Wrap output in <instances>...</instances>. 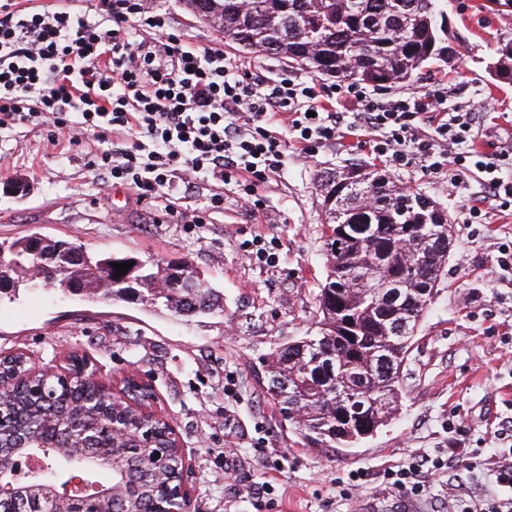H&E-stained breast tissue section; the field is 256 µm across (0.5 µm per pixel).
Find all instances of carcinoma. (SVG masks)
Listing matches in <instances>:
<instances>
[{"mask_svg":"<svg viewBox=\"0 0 512 512\" xmlns=\"http://www.w3.org/2000/svg\"><path fill=\"white\" fill-rule=\"evenodd\" d=\"M193 11L206 9L210 22L224 39L254 53L274 52L291 62L328 77L376 87H392L415 81L422 68L443 47L442 0H251L241 10L240 0H186ZM494 63L504 80L512 83V52L496 50ZM440 204L417 190L402 191L381 167H367L359 180L346 188L339 201L324 207L326 218V276L317 295V333L278 347L267 360L266 393L281 416L292 425L302 444L314 448H351L373 436L397 407L403 366L418 326L430 306L431 295L419 288L427 283L432 295L445 276L448 255L436 248L442 238L452 237L453 225L441 213V222L427 219ZM418 226L420 242L413 255L416 271L406 278L388 280L391 250ZM31 234L17 240L0 261V281L12 283L11 292L27 284L20 275L25 268L35 276L41 262L32 252ZM67 242L47 243L57 253L49 286L73 295H94L102 267L121 257L85 253L78 263L70 260ZM169 266L150 262L140 272V282L115 285L105 292L111 300H138L154 310L178 316L211 314L223 310L217 290L205 284L194 267H181L187 278L199 282L190 292L177 288H154L166 281ZM80 289L73 288L74 281ZM398 292L394 301L396 320L406 322L403 335H386L375 325V292ZM55 402L46 404L26 385L15 394L17 427L27 443L36 446L51 436V417L76 409L71 392L59 382ZM349 390L371 399L377 407L359 417H348L351 405L336 400L333 389ZM90 408L78 416L81 425L92 429L93 444L124 462L121 469L97 470L99 481L112 488V499L100 512H155L161 504L157 487L179 484L177 452L163 448L162 430L139 412L127 407L112 408L106 395L88 392ZM131 428L134 437L124 448L107 447L113 423ZM166 452L169 463L152 473H143L144 457ZM51 483L46 480L24 488L19 500L27 501L30 512L47 504Z\"/></svg>","mask_w":512,"mask_h":512,"instance_id":"1","label":"carcinoma"}]
</instances>
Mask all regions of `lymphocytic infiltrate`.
Returning <instances> with one entry per match:
<instances>
[{
  "mask_svg": "<svg viewBox=\"0 0 512 512\" xmlns=\"http://www.w3.org/2000/svg\"><path fill=\"white\" fill-rule=\"evenodd\" d=\"M340 112L315 84L288 73L272 79L243 70L222 49L196 47L172 32L150 0H94L92 13L24 11L0 0V129L35 123L66 137L103 143L102 167L141 198L175 215L164 190L178 171L213 181L196 224L224 208L259 213L258 184L278 174L288 150L311 158L347 136L366 138L395 172L418 165L466 188L481 186L483 207L512 211V144L479 151L480 115L451 108L443 89L378 99L359 90ZM452 460L418 456L389 469L397 490L422 497ZM498 493L480 503L455 497L448 512H512V450L496 469Z\"/></svg>",
  "mask_w": 512,
  "mask_h": 512,
  "instance_id": "obj_1",
  "label": "lymphocytic infiltrate"
}]
</instances>
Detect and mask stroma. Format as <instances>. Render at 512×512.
Segmentation results:
<instances>
[{"instance_id": "obj_1", "label": "stroma", "mask_w": 512, "mask_h": 512, "mask_svg": "<svg viewBox=\"0 0 512 512\" xmlns=\"http://www.w3.org/2000/svg\"><path fill=\"white\" fill-rule=\"evenodd\" d=\"M154 5L191 45L223 48L248 70H285L345 98L344 81L226 43L184 0ZM442 8L456 54L425 66L414 89L447 82L451 102L486 104L491 142H512V83L488 70L499 40L512 38V12L488 11L485 0H444ZM48 135L47 127L23 125L0 139V245L37 233L101 253L188 262L223 293L224 311L188 320L134 303L23 289L0 301V353L24 351L42 368L77 353L108 385L131 374L150 383L154 411L173 421L181 440L191 512H446L447 477L418 500L384 477L425 454L453 458L472 499L494 492L489 474L505 447L499 434L512 427V268L496 263L500 246L512 242L511 214L491 210L464 223L466 192L418 167L396 175L398 185L427 192L447 210L454 227L447 273L413 339L397 417L344 451L311 448L267 396L265 360L315 328L325 270L317 180L374 163L368 144L352 136L306 162L289 154L279 175L257 190L262 214L242 213L229 200L197 225L165 217L130 186L100 191L101 143L86 138L50 148ZM258 234L271 241L273 264L242 260V243ZM475 449L482 465L472 474ZM359 471L370 475L359 496H340L338 482ZM264 485L271 504L259 511L251 493Z\"/></svg>"}]
</instances>
